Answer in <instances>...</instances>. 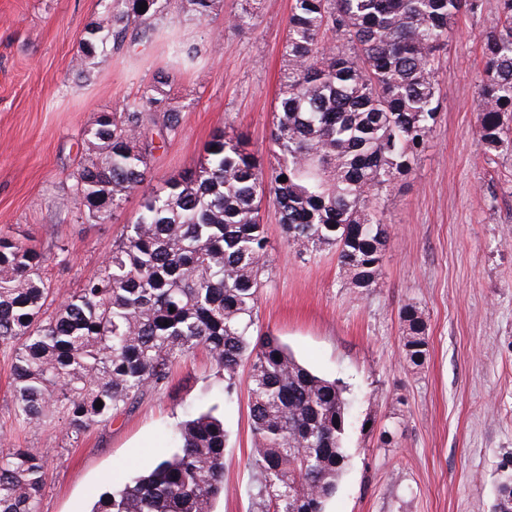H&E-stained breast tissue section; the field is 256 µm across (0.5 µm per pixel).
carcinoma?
<instances>
[{
  "instance_id": "1",
  "label": "carcinoma",
  "mask_w": 512,
  "mask_h": 512,
  "mask_svg": "<svg viewBox=\"0 0 512 512\" xmlns=\"http://www.w3.org/2000/svg\"><path fill=\"white\" fill-rule=\"evenodd\" d=\"M102 2L110 25L85 31L81 65L123 47L131 30L150 39L165 9L164 0ZM183 2L199 19L224 8V0ZM255 3L230 13L229 26L255 27ZM479 9L481 0H294L266 152L219 129L199 165L161 190L145 188L158 149L149 127L160 125L162 141L180 129L181 112L167 104L170 72L100 113L84 132L88 159L71 175L70 211L103 224L141 193L109 257L58 303L46 268L65 248L47 254L0 235V348L11 352L16 419L77 439L167 386L173 366L202 348L229 398L249 365L257 512H324L347 461L346 387L257 332L267 267L259 209L272 202L299 253L335 249L350 287L377 285L390 236L378 200L414 170L439 112L440 52L456 17ZM197 57V48L177 46L171 67ZM483 58L475 140L485 153L512 155V0H499ZM399 318L405 361L419 366L428 352L422 311L408 302ZM170 439V455L112 485L90 512H212L224 494L223 420L212 408L191 415ZM45 485L40 453L0 457V512H38Z\"/></svg>"
}]
</instances>
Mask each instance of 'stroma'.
<instances>
[{
	"mask_svg": "<svg viewBox=\"0 0 512 512\" xmlns=\"http://www.w3.org/2000/svg\"><path fill=\"white\" fill-rule=\"evenodd\" d=\"M292 5L260 0L256 28L237 31L224 20L237 0L202 21L168 0L152 39L99 53L81 73L80 38L109 23L101 0H0V230L46 253L65 248L66 260L48 268L59 296L98 269L138 209L133 196L107 223L73 219L66 202L86 158L84 130L139 96L172 46L194 45L197 63L170 87L181 128L154 152L151 187L198 165L218 128L245 132L265 150ZM497 5L482 0L480 12L460 15L440 56L438 122L412 174L380 202L391 235L377 286L350 287L335 251L298 254L275 207L261 208L268 267L259 325L348 387V462L326 512H491L502 470L512 468V156L484 155L473 135L481 38ZM410 301L429 342L418 366L402 351L399 310ZM9 368L0 350V452L43 454L39 512H89L108 482L168 455L167 429L213 404L228 434L226 492L214 512H249L247 372L225 398L223 379L197 351L167 387L69 443L15 419Z\"/></svg>",
	"mask_w": 512,
	"mask_h": 512,
	"instance_id": "stroma-1",
	"label": "stroma"
}]
</instances>
